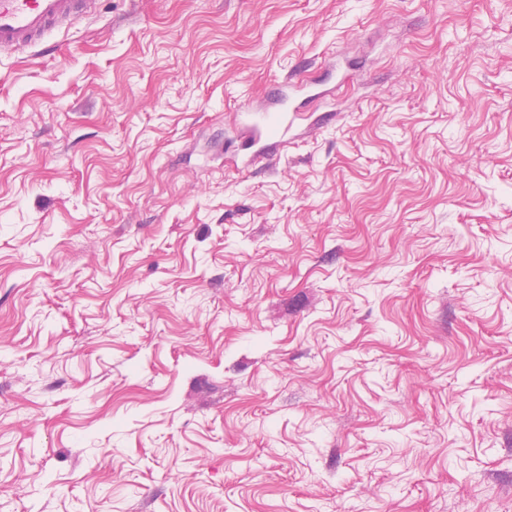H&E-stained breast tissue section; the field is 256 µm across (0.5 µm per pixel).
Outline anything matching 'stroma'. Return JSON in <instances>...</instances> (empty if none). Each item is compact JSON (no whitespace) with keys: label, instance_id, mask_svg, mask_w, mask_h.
Masks as SVG:
<instances>
[{"label":"stroma","instance_id":"obj_1","mask_svg":"<svg viewBox=\"0 0 512 512\" xmlns=\"http://www.w3.org/2000/svg\"><path fill=\"white\" fill-rule=\"evenodd\" d=\"M0 51V512H512V0H100ZM329 115L225 166L284 80Z\"/></svg>","mask_w":512,"mask_h":512}]
</instances>
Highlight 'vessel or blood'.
I'll return each instance as SVG.
<instances>
[{"instance_id":"vessel-or-blood-1","label":"vessel or blood","mask_w":512,"mask_h":512,"mask_svg":"<svg viewBox=\"0 0 512 512\" xmlns=\"http://www.w3.org/2000/svg\"><path fill=\"white\" fill-rule=\"evenodd\" d=\"M100 0H0V49L27 53L46 43L68 22L92 15ZM304 84H277L266 108L245 107L235 123L245 133L246 152L230 165L248 167L255 159H273L288 144V133L302 120L307 104Z\"/></svg>"}]
</instances>
